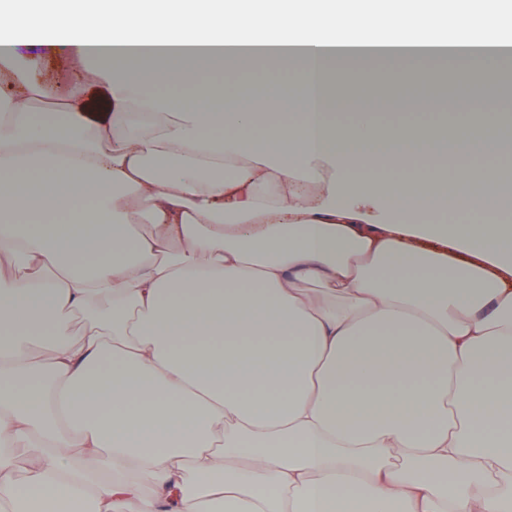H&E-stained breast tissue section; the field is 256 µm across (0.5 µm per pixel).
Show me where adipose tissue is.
<instances>
[{"instance_id":"1","label":"adipose tissue","mask_w":512,"mask_h":512,"mask_svg":"<svg viewBox=\"0 0 512 512\" xmlns=\"http://www.w3.org/2000/svg\"><path fill=\"white\" fill-rule=\"evenodd\" d=\"M478 15L445 54L407 18ZM512 0H0V512H512V209L492 88L481 135L336 119L358 62L495 61ZM278 26L274 92H230L220 48ZM160 29L163 52H132ZM54 31L64 87L17 69ZM110 114L88 121V59ZM294 75L305 93L278 92ZM385 184L396 185L381 194ZM88 326L72 327L73 316ZM36 441L17 471L14 448Z\"/></svg>"}]
</instances>
